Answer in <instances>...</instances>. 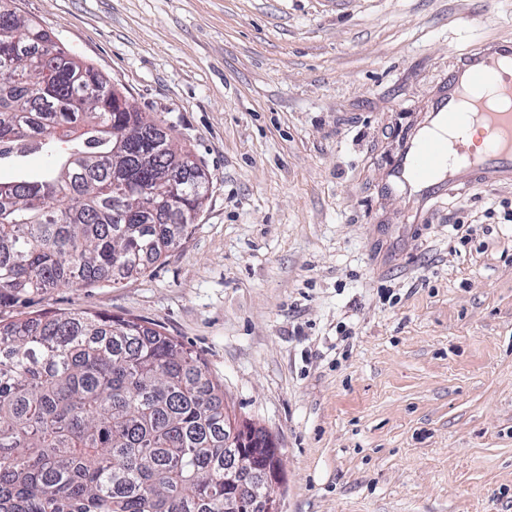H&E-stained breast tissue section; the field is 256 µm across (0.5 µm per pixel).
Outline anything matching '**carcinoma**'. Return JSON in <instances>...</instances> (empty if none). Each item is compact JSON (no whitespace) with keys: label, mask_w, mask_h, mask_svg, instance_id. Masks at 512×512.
I'll return each mask as SVG.
<instances>
[{"label":"carcinoma","mask_w":512,"mask_h":512,"mask_svg":"<svg viewBox=\"0 0 512 512\" xmlns=\"http://www.w3.org/2000/svg\"><path fill=\"white\" fill-rule=\"evenodd\" d=\"M0 307L116 285L195 228L209 179L111 81L0 0ZM222 386L176 338L81 309L0 324V512H224Z\"/></svg>","instance_id":"carcinoma-1"}]
</instances>
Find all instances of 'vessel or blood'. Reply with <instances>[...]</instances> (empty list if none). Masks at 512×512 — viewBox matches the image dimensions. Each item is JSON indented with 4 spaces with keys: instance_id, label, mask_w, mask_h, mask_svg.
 I'll return each instance as SVG.
<instances>
[{
    "instance_id": "b4317fda",
    "label": "vessel or blood",
    "mask_w": 512,
    "mask_h": 512,
    "mask_svg": "<svg viewBox=\"0 0 512 512\" xmlns=\"http://www.w3.org/2000/svg\"><path fill=\"white\" fill-rule=\"evenodd\" d=\"M465 127L480 132L482 150L454 137ZM478 182L512 183V39L457 57L442 92L407 132L385 174L389 190L411 199L417 221Z\"/></svg>"
}]
</instances>
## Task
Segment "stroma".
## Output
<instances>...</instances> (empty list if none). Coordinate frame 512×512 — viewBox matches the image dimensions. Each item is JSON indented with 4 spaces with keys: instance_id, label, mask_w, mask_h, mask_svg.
<instances>
[{
    "instance_id": "35a3bbf8",
    "label": "stroma",
    "mask_w": 512,
    "mask_h": 512,
    "mask_svg": "<svg viewBox=\"0 0 512 512\" xmlns=\"http://www.w3.org/2000/svg\"><path fill=\"white\" fill-rule=\"evenodd\" d=\"M210 176L192 235L54 288L176 337L277 441L282 512H512V185L402 224L381 177L512 0H14ZM469 224V243L452 227Z\"/></svg>"
}]
</instances>
